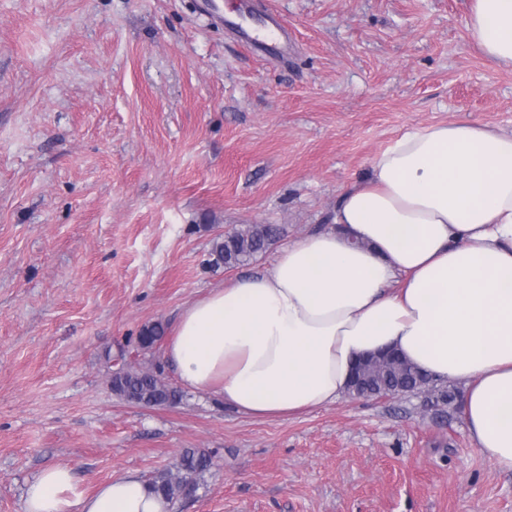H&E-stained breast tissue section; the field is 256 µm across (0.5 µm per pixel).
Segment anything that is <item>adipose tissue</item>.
<instances>
[{
  "instance_id": "obj_1",
  "label": "adipose tissue",
  "mask_w": 512,
  "mask_h": 512,
  "mask_svg": "<svg viewBox=\"0 0 512 512\" xmlns=\"http://www.w3.org/2000/svg\"><path fill=\"white\" fill-rule=\"evenodd\" d=\"M469 40L512 66V0H472ZM336 231L281 249L270 272L186 308L166 348L186 389L281 417L344 393L361 356L386 348L465 387L477 450L512 471V133L411 128L341 197ZM25 512H171L138 474L78 491L70 468L27 485Z\"/></svg>"
}]
</instances>
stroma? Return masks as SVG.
<instances>
[{
    "mask_svg": "<svg viewBox=\"0 0 512 512\" xmlns=\"http://www.w3.org/2000/svg\"><path fill=\"white\" fill-rule=\"evenodd\" d=\"M272 13L261 56L195 0H0V512L70 467L80 491L211 459L176 512H512V471L458 409L423 395L274 419L210 394L143 408L112 393L117 359L161 370L143 326L173 328L213 289L333 230L341 196L411 127L512 130V66L471 45V0H223ZM247 224L284 234L212 265ZM283 234L276 224H249L244 229L217 237L211 249L215 265L235 268L256 260L265 253Z\"/></svg>",
    "mask_w": 512,
    "mask_h": 512,
    "instance_id": "stroma-1",
    "label": "stroma"
}]
</instances>
